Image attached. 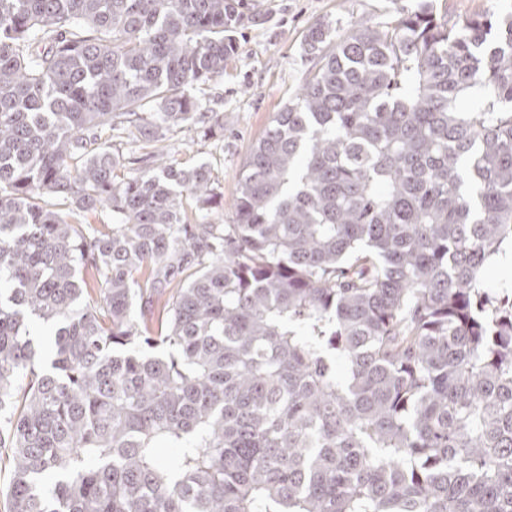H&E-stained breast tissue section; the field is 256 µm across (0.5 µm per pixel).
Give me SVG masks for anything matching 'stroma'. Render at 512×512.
Wrapping results in <instances>:
<instances>
[{"instance_id":"1","label":"stroma","mask_w":512,"mask_h":512,"mask_svg":"<svg viewBox=\"0 0 512 512\" xmlns=\"http://www.w3.org/2000/svg\"><path fill=\"white\" fill-rule=\"evenodd\" d=\"M252 2L256 18L238 29L237 50L223 77L197 92L204 104L223 113V129L206 135L187 126L173 132L166 143L172 163L207 164L218 180L224 199L206 212L209 224L233 223L232 202L248 155L312 66L301 50L305 29L318 20L375 24L387 20L394 6L410 8L416 0Z\"/></svg>"}]
</instances>
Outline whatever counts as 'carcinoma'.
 <instances>
[{
  "label": "carcinoma",
  "instance_id": "obj_1",
  "mask_svg": "<svg viewBox=\"0 0 512 512\" xmlns=\"http://www.w3.org/2000/svg\"><path fill=\"white\" fill-rule=\"evenodd\" d=\"M433 2L311 24L192 224L248 0H0V512H512V13Z\"/></svg>",
  "mask_w": 512,
  "mask_h": 512
}]
</instances>
